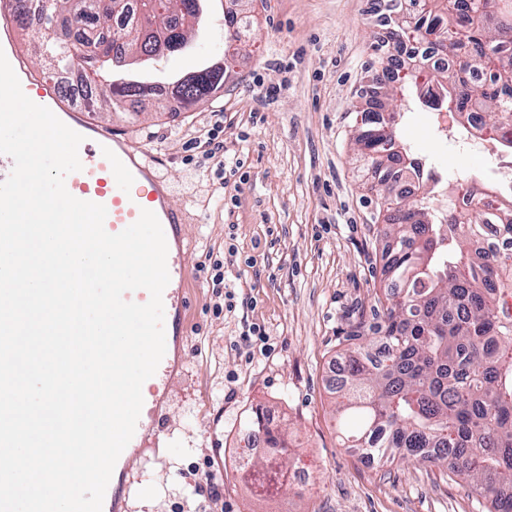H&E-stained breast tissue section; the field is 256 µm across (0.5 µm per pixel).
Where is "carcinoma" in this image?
<instances>
[{"label": "carcinoma", "instance_id": "1", "mask_svg": "<svg viewBox=\"0 0 512 512\" xmlns=\"http://www.w3.org/2000/svg\"><path fill=\"white\" fill-rule=\"evenodd\" d=\"M26 2L22 26L30 29L31 16L40 22L41 30L31 29L39 53L51 58L57 73L79 68L103 111L123 112L147 90L137 68L157 61L153 45L140 40L137 24L112 27L126 0H54L48 9L39 0ZM202 2L187 0L172 21L167 0H155L159 36L173 51L187 48ZM493 2L479 15L480 0H429L410 26L401 21V0H389L393 29L376 47L385 98L436 91L462 125L476 112L489 129L511 125L512 41L501 40V31L512 20L499 21L501 0ZM411 40L435 43L448 55V68L410 77L389 68L391 51ZM111 51L135 61L102 86L93 77L96 57ZM474 73L483 76L480 89L469 84ZM222 84L224 69L213 66L173 82L188 105ZM355 142L376 173L395 165L416 172L398 126L380 116L360 113ZM377 185L384 203L397 206V217L378 230L395 249L388 250L383 298L373 308L382 352L370 351L362 322L342 340L344 374L332 387L339 419L353 425L346 443L379 462L437 465L489 501L488 512H512V496L499 493L512 483V313L501 280L502 272H512V251L473 253L480 235L512 238V197L487 192L442 224L421 201L402 195L396 181L381 177ZM247 429L263 433L269 457L287 471L288 433L271 426L262 410L253 412Z\"/></svg>", "mask_w": 512, "mask_h": 512}]
</instances>
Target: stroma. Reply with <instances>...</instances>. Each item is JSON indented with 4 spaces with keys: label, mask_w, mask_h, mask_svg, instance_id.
<instances>
[{
    "label": "stroma",
    "mask_w": 512,
    "mask_h": 512,
    "mask_svg": "<svg viewBox=\"0 0 512 512\" xmlns=\"http://www.w3.org/2000/svg\"><path fill=\"white\" fill-rule=\"evenodd\" d=\"M248 17L245 47L224 57V21ZM383 41L368 0H204V22L178 67L201 59L224 69L209 101L185 106L150 91L134 111L89 118L154 154L185 210L188 260L183 361L160 431L132 463L129 512H485L467 487L434 466L380 468L348 450L329 384L340 340L372 322L384 244L368 164L354 145L359 93ZM401 137L413 152L481 178L486 163L438 136L427 107L402 100ZM224 125V155L238 162L216 193L210 164L189 158L191 138ZM224 263L230 297L216 295L211 264ZM232 310H225V302ZM267 338L243 341L249 326ZM285 420L306 487L251 496L236 472L255 407ZM214 467L221 497L203 473Z\"/></svg>",
    "instance_id": "1"
}]
</instances>
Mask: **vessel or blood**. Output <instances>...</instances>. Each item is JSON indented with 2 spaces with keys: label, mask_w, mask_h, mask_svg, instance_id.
Here are the masks:
<instances>
[{
  "label": "vessel or blood",
  "mask_w": 512,
  "mask_h": 512,
  "mask_svg": "<svg viewBox=\"0 0 512 512\" xmlns=\"http://www.w3.org/2000/svg\"><path fill=\"white\" fill-rule=\"evenodd\" d=\"M19 14V0H0V43L14 42V21ZM21 86L34 103L48 107L58 118L70 119L71 129L82 135L79 146L82 168L66 177L65 186L75 198L105 206L107 232L123 231L138 220L142 210L157 215L168 244L170 280L163 292L165 340L176 342L182 334L181 316L187 304L186 254L178 245L186 217L183 210L172 203L167 177L158 171L145 148L112 135L106 124L91 122L81 111L62 103L51 84L31 76L22 80ZM175 380L171 359L166 356L156 373L144 383V403L130 448L123 451L116 462L118 480L109 483L106 489L111 512H124L132 451L146 445L149 435L159 432L163 421L160 406L168 398Z\"/></svg>",
  "instance_id": "1"
}]
</instances>
